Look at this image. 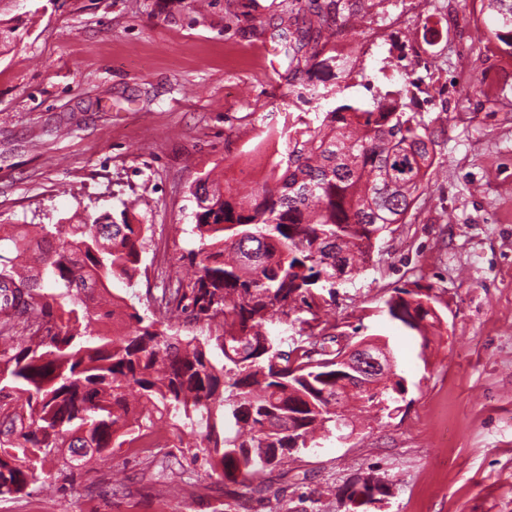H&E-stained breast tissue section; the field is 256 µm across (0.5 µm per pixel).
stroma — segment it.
<instances>
[{"label":"stroma","mask_w":512,"mask_h":512,"mask_svg":"<svg viewBox=\"0 0 512 512\" xmlns=\"http://www.w3.org/2000/svg\"><path fill=\"white\" fill-rule=\"evenodd\" d=\"M333 10L288 68L284 42ZM0 27L13 36L0 46V224L129 209L149 227L148 276L114 291L147 317L165 260L190 241L194 181L213 169L250 192L279 115L368 108L377 88L423 78L437 142L404 223L321 311L387 342L407 381L398 411L290 454L246 509L195 437L170 431L150 453L113 449L98 472L112 495L81 474L59 491L48 468L0 512H271L282 494L290 512H352L345 488L367 474L389 484L369 512H512V54L484 0H0ZM333 54L355 62L353 81L318 67ZM402 288L432 297L428 348L386 312Z\"/></svg>","instance_id":"1"}]
</instances>
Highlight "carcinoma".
Segmentation results:
<instances>
[{"label":"carcinoma","mask_w":512,"mask_h":512,"mask_svg":"<svg viewBox=\"0 0 512 512\" xmlns=\"http://www.w3.org/2000/svg\"><path fill=\"white\" fill-rule=\"evenodd\" d=\"M492 33L512 54V0H489ZM282 149L265 180L239 195L194 183L196 245L177 258L176 285L153 318L130 311L114 283L147 274L149 226L120 221L25 224L0 233V497L56 469L60 489L112 448L166 423L198 434L196 449L225 485L254 481L297 448L336 430V412L390 408L405 379L381 386L337 370L325 346L281 349L267 325L297 311L314 329L317 290L364 270L380 236L404 223L428 184L436 141L400 90L372 108L340 104L310 120L286 113L269 132ZM423 293L390 297L389 317L429 345L438 316ZM29 322L26 336L13 323ZM207 334L172 330L170 320ZM112 320V333L92 330ZM360 506L385 493L372 476L346 488Z\"/></svg>","instance_id":"carcinoma-1"}]
</instances>
